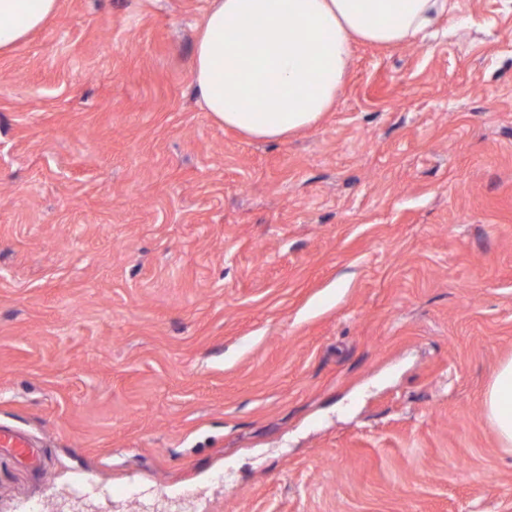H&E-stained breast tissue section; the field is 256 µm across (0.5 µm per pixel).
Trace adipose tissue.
Returning a JSON list of instances; mask_svg holds the SVG:
<instances>
[{
    "label": "adipose tissue",
    "instance_id": "1",
    "mask_svg": "<svg viewBox=\"0 0 512 512\" xmlns=\"http://www.w3.org/2000/svg\"><path fill=\"white\" fill-rule=\"evenodd\" d=\"M58 0H0V52L44 28ZM448 11V0H209L192 84L224 127L276 141L317 125L345 84L356 42L396 46ZM501 447H512V358L484 394Z\"/></svg>",
    "mask_w": 512,
    "mask_h": 512
}]
</instances>
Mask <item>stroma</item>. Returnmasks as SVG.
I'll use <instances>...</instances> for the list:
<instances>
[{"mask_svg":"<svg viewBox=\"0 0 512 512\" xmlns=\"http://www.w3.org/2000/svg\"><path fill=\"white\" fill-rule=\"evenodd\" d=\"M451 4L280 141L200 108L208 0L0 54V512H512V0ZM487 420L501 448L512 447V358L501 362L484 393ZM0 448H11L21 458L33 456L32 443L13 429L2 425L0 426Z\"/></svg>","mask_w":512,"mask_h":512,"instance_id":"35a3bbf8","label":"stroma"}]
</instances>
